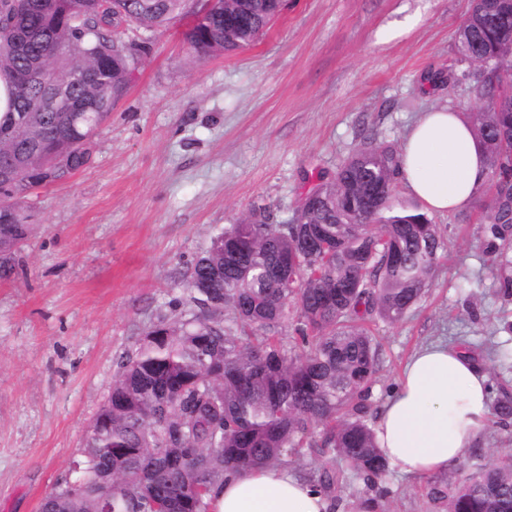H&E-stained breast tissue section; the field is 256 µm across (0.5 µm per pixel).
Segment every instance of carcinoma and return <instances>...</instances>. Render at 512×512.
Returning <instances> with one entry per match:
<instances>
[{"label": "carcinoma", "instance_id": "carcinoma-1", "mask_svg": "<svg viewBox=\"0 0 512 512\" xmlns=\"http://www.w3.org/2000/svg\"><path fill=\"white\" fill-rule=\"evenodd\" d=\"M275 0H216L183 38L200 54L255 42L277 17ZM181 0H0V74L11 83L0 142L16 151L23 174L0 182V281L13 279L32 232L28 201L90 163L89 145L121 97L142 46L126 31L165 30ZM512 0H471L458 30L460 61L488 58L475 73L481 108L468 113L495 188L485 214L492 237L512 233ZM46 69L49 83L32 79ZM91 69L89 80L76 75ZM69 93L74 110L48 104L49 86ZM402 159L370 144L322 183L324 199L304 205L303 224H270L252 214L224 228L195 260L187 281L191 317L160 318L122 357L108 396L68 474L42 506L55 512H208L224 471L286 466L304 446L345 457L373 485L388 470L364 420L379 348L368 327L377 316L402 321L430 285L444 249L429 215L399 201ZM323 230L306 244L307 225ZM242 245L234 256L224 251ZM512 286V256L494 250ZM288 259L284 276L276 270ZM300 342L280 328L288 305ZM340 476L323 469L310 482L333 495ZM447 512H512V449L464 478L428 483Z\"/></svg>", "mask_w": 512, "mask_h": 512}]
</instances>
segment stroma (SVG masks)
Masks as SVG:
<instances>
[{"instance_id": "35a3bbf8", "label": "stroma", "mask_w": 512, "mask_h": 512, "mask_svg": "<svg viewBox=\"0 0 512 512\" xmlns=\"http://www.w3.org/2000/svg\"><path fill=\"white\" fill-rule=\"evenodd\" d=\"M470 0H288L249 48L200 55L182 21L152 35L92 143V161L39 190L14 281L0 283V512H39L78 457L117 362L159 317L190 314L191 266L225 225L281 223L305 187L366 142L401 147L423 113L468 112L473 65L456 35ZM415 26H408V19ZM481 191L462 224L432 213L444 250L407 318L376 321L375 421L411 355L470 353L491 401L512 398V293L501 286ZM512 448L490 423L452 464L461 476ZM335 469L338 512H444L427 479L390 468L377 487L340 456L302 449L291 469Z\"/></svg>"}]
</instances>
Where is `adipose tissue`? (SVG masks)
<instances>
[{
    "instance_id": "adipose-tissue-1",
    "label": "adipose tissue",
    "mask_w": 512,
    "mask_h": 512,
    "mask_svg": "<svg viewBox=\"0 0 512 512\" xmlns=\"http://www.w3.org/2000/svg\"><path fill=\"white\" fill-rule=\"evenodd\" d=\"M401 181L426 210L461 209L482 188L485 153L457 112L425 113L402 147ZM493 418L488 378L442 342L417 350L378 415L375 433L389 464L411 477L447 472ZM209 512H333V500L283 468L228 473L207 498Z\"/></svg>"
}]
</instances>
